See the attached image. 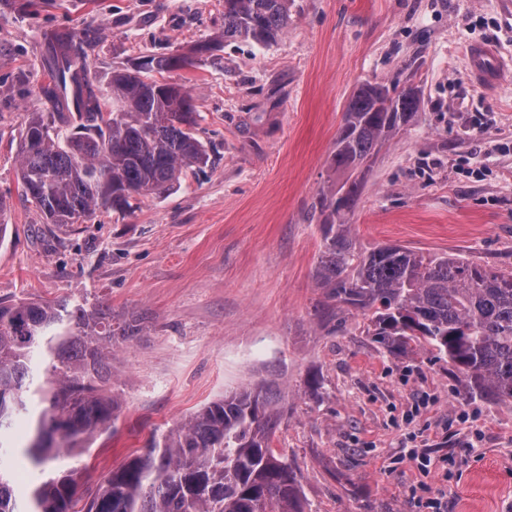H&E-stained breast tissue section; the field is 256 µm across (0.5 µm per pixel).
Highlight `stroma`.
<instances>
[{
    "mask_svg": "<svg viewBox=\"0 0 512 512\" xmlns=\"http://www.w3.org/2000/svg\"><path fill=\"white\" fill-rule=\"evenodd\" d=\"M57 26L96 31L108 105L114 69L218 38L224 0H0V299L101 304L141 327L112 349L110 431L53 468L94 483L152 435L266 381L286 409L272 446L303 512H433L435 498L442 512H512V401L471 397L430 347L389 354L361 313L326 323L312 208L341 179L332 156L358 85L413 86L423 107L367 172L346 217L354 243L512 268V0H293L277 42L229 43L169 75L197 98L213 165L78 224L47 223L16 176L24 115L43 109V34ZM473 43L509 64L494 92L469 77ZM411 448L436 470L422 475Z\"/></svg>",
    "mask_w": 512,
    "mask_h": 512,
    "instance_id": "35a3bbf8",
    "label": "stroma"
}]
</instances>
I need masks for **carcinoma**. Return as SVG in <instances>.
<instances>
[{"label": "carcinoma", "mask_w": 512, "mask_h": 512, "mask_svg": "<svg viewBox=\"0 0 512 512\" xmlns=\"http://www.w3.org/2000/svg\"><path fill=\"white\" fill-rule=\"evenodd\" d=\"M288 2L224 0V39L112 71L110 111L90 64L96 35L51 30L44 110L27 113L18 143L25 201L49 224H75L100 207L127 212L211 164L192 91L148 74L190 68L225 42L276 41L288 27ZM421 105L417 88L397 82L362 83L351 96L332 157L346 178L320 190L312 205L322 216L320 307L331 320L335 303L360 311L389 353L427 345L473 393L512 400V271L400 246L359 249L344 221L363 187L364 175L355 171L414 121ZM57 123L74 129L63 142L52 136ZM139 332L129 323L112 327L99 305L0 299V447L16 421L29 423L19 449L27 463L0 458V512H300L293 471L271 448L283 408L268 385L203 406L92 487L81 489L68 470L42 477L61 451L81 453L107 432L117 407L103 394L109 349Z\"/></svg>", "instance_id": "obj_1"}]
</instances>
